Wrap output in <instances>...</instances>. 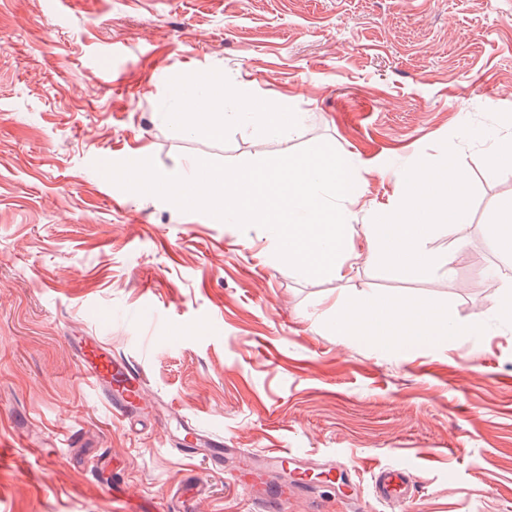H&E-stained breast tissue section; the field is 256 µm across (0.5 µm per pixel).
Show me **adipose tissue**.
Wrapping results in <instances>:
<instances>
[{"label":"adipose tissue","mask_w":512,"mask_h":512,"mask_svg":"<svg viewBox=\"0 0 512 512\" xmlns=\"http://www.w3.org/2000/svg\"><path fill=\"white\" fill-rule=\"evenodd\" d=\"M174 116L185 133L217 137L230 123H261L263 134L276 140L301 137L306 125L304 113L259 101L219 79L200 97L182 98ZM128 177L143 186L164 187L176 207L232 224H265L272 253L304 277L331 274L342 280L362 261L402 274L450 275L461 256L458 227L466 223L471 207L470 174L452 158L438 166L415 164L397 204L373 212L362 226L352 224L346 208L360 197L361 182L345 158L326 151L286 153L275 165L244 169H216L190 160L167 177L147 166L135 167ZM436 234L451 239L448 251L431 248ZM359 236L366 243L362 252L354 249ZM333 330L392 351L445 344L473 327L453 322L446 308L425 297L360 291L341 302Z\"/></svg>","instance_id":"obj_1"}]
</instances>
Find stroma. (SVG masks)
<instances>
[{
    "label": "stroma",
    "mask_w": 512,
    "mask_h": 512,
    "mask_svg": "<svg viewBox=\"0 0 512 512\" xmlns=\"http://www.w3.org/2000/svg\"><path fill=\"white\" fill-rule=\"evenodd\" d=\"M203 69L305 113L304 136L162 121L174 76ZM508 134L512 0H0V512H168L190 467L196 512H261L246 481L165 442L174 410L229 447L304 458L314 490L288 512H392L373 473L398 464L415 467L412 512H512V332L490 321L385 351L332 331L337 294L359 290L430 298L460 324L491 312L512 169L486 156ZM319 149L360 176L357 225L417 160L455 156L472 201L453 276L363 262L347 281L304 278L268 255L264 225L119 176L136 158L171 174ZM86 332L138 365L154 424L129 429L83 378L68 339ZM99 454L107 471L83 470ZM330 462L351 466L358 499L323 482Z\"/></svg>",
    "instance_id": "1"
}]
</instances>
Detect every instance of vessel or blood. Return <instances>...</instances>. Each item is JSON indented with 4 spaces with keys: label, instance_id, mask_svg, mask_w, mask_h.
<instances>
[{
    "label": "vessel or blood",
    "instance_id": "1",
    "mask_svg": "<svg viewBox=\"0 0 512 512\" xmlns=\"http://www.w3.org/2000/svg\"><path fill=\"white\" fill-rule=\"evenodd\" d=\"M80 370L84 377L100 391L108 406L123 423L142 417L147 408L144 378L127 361L115 356L111 347L93 335L70 337ZM180 451L186 460H194L198 442H206L210 451L209 460L215 469L224 467V441L206 435L194 425L183 428ZM240 464L249 469L254 477L263 478L261 491L266 512H281L288 501L289 488L305 489L304 476L307 469L297 456L288 450H271L262 453H247L237 448L233 451ZM373 496L398 512H408L416 494L411 468L390 465L379 468L374 476Z\"/></svg>",
    "mask_w": 512,
    "mask_h": 512
}]
</instances>
